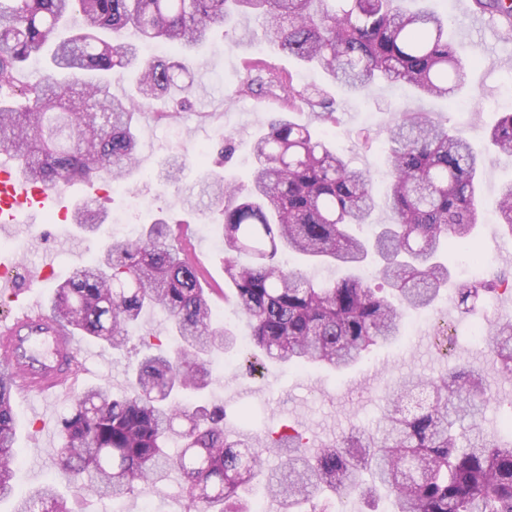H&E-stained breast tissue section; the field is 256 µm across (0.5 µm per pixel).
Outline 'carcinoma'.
Listing matches in <instances>:
<instances>
[{
	"instance_id": "obj_1",
	"label": "carcinoma",
	"mask_w": 512,
	"mask_h": 512,
	"mask_svg": "<svg viewBox=\"0 0 512 512\" xmlns=\"http://www.w3.org/2000/svg\"><path fill=\"white\" fill-rule=\"evenodd\" d=\"M473 3L512 29V0ZM241 15L260 22L280 52L320 67L351 92L403 82L451 104L465 86L466 64L448 41L447 20L426 7L409 10L404 0H0V154L46 186L106 174L125 179L139 151L138 101L187 96L196 50ZM33 58L45 60L44 73L25 81ZM244 70L237 92L273 96L281 111L255 140L248 187L216 171L201 180L207 211L223 231L224 301L247 319L253 358L341 373L397 339L404 310L438 302L450 277L446 244L472 245L480 224L482 159L461 131L426 112H402L389 130L392 184L381 201L366 172L295 118L307 109L334 124L336 100L297 88L291 73L262 61H247ZM123 73L134 75L125 101L110 91V76ZM489 141L512 157V112ZM161 167L175 184L185 161ZM380 205L391 223L377 225L369 239L353 234ZM494 206L512 236V182ZM105 220L92 197L70 217L92 235ZM285 251L347 269L374 255L387 287L351 277L317 285L283 267ZM243 254L249 262L239 260ZM487 300L476 282L455 289L462 314ZM148 309L165 315L180 347L146 355L120 396L97 387L76 397L56 451L58 468L77 482L75 498L122 497L174 471L186 488L185 512H250L257 485L284 512H305L326 491L355 496L368 512H380L383 492L394 512H512V444L480 426L492 395L479 368L401 378L375 430L314 451L287 422L230 440L224 407L204 393L209 357L236 351L240 336L215 318L213 289L174 244L166 217L136 239L110 240L50 301L55 320L113 347L134 335ZM493 345L502 370L512 373V320L498 323ZM14 392L15 382L0 374V500L13 498V512H76L52 484L15 491ZM271 449L287 455L269 468Z\"/></svg>"
}]
</instances>
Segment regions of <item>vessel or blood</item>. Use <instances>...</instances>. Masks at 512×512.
I'll list each match as a JSON object with an SVG mask.
<instances>
[{
	"label": "vessel or blood",
	"mask_w": 512,
	"mask_h": 512,
	"mask_svg": "<svg viewBox=\"0 0 512 512\" xmlns=\"http://www.w3.org/2000/svg\"><path fill=\"white\" fill-rule=\"evenodd\" d=\"M62 204L63 194L26 180L0 162V228L22 223L47 203ZM17 306L0 320V369L10 373L21 395L53 399L80 365L81 347L71 327L55 321L37 297L19 291Z\"/></svg>",
	"instance_id": "1"
}]
</instances>
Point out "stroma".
<instances>
[{
    "instance_id": "35a3bbf8",
    "label": "stroma",
    "mask_w": 512,
    "mask_h": 512,
    "mask_svg": "<svg viewBox=\"0 0 512 512\" xmlns=\"http://www.w3.org/2000/svg\"><path fill=\"white\" fill-rule=\"evenodd\" d=\"M433 6L447 16L448 33L468 63L467 84L456 97L457 107H449L441 98H418L410 88L399 84H379L366 96L337 87L331 90L341 102L339 120L322 127L321 133L328 147L352 168L372 176L380 196L389 184L387 130L400 112H428L435 121L458 127L476 149L488 151L490 129L502 113L512 111V69L505 67L506 61H512V33L500 31L493 36L462 39L459 32L468 24L465 13L473 8L471 0H434ZM246 28L253 35L239 47L207 49L200 54L194 87L183 111H173L171 103L163 100L148 107L140 122L138 165L121 193L101 192L95 184L82 181L71 183L65 191L67 206L96 195L110 216L122 217L125 223L139 228L161 215L172 220L188 219V236L197 249L203 277L219 286L224 283L225 254L214 240L222 232L204 216L172 208L175 188L160 176V162L191 153L199 144L215 148L228 138L234 150L224 165V176L246 183L254 164L252 146L260 124L268 113L277 111L278 103L270 97L236 94L244 60L258 57L271 67L290 71L301 88L326 82L320 70L265 49L263 33L256 30L253 20L238 19L227 32L236 37ZM50 216V211H39L29 223L0 234V259H19L25 268L51 259V276L36 288L45 302L59 282L96 257L106 239L115 233L113 225L107 223L99 234L85 235L67 222H51ZM474 247L487 261L483 280L492 281L500 273L512 271V238L503 236L498 225H479ZM434 311L439 323L457 332L450 349L439 348L435 328L417 326L418 315L411 312L403 320L397 341L377 348L370 359L340 374L323 368L300 374L269 361L250 374L234 355L218 356L212 364L210 397L224 405V429L229 439L274 430L287 421L305 432L313 444L336 440L345 433L374 427L386 392L398 378L408 373L434 378L471 362L485 369L493 394L485 428L498 439H512V432L502 426L503 418L512 413V375L500 371L491 335L474 342L469 334L473 317L463 316L450 295H443ZM79 343L84 363L64 397L52 404L19 394L13 398L19 456L16 479L23 489L50 481L60 493H67L70 479L54 463L61 419L69 414L75 396L85 388L106 385L114 394L125 393L131 369L143 350L136 338L117 349L86 336L80 337ZM245 407L253 410L252 420L246 423L239 418ZM184 503L185 489L173 475L158 485L142 486L118 501L85 496L76 508L78 512H142L148 504L154 512H183Z\"/></svg>"
}]
</instances>
